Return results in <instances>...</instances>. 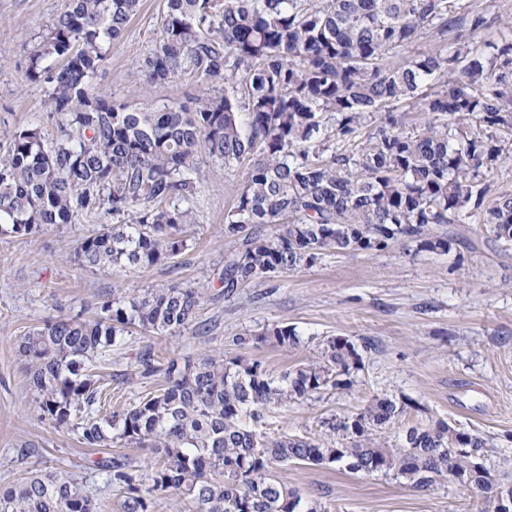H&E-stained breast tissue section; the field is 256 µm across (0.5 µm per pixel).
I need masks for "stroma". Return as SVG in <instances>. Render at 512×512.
<instances>
[{
  "label": "stroma",
  "instance_id": "35a3bbf8",
  "mask_svg": "<svg viewBox=\"0 0 512 512\" xmlns=\"http://www.w3.org/2000/svg\"><path fill=\"white\" fill-rule=\"evenodd\" d=\"M60 0H0V135L22 125H46L42 90L25 79L29 50L37 43ZM164 0H141L139 13L116 41L93 79L97 95L144 107L168 100L190 103L198 89L191 78L157 86L144 97L140 64L158 38ZM242 171L215 170L200 188L196 224L186 250L165 266L112 275L78 266L73 249L92 234L96 219L45 227L32 237L0 235V488L33 468L75 475L97 512H122V492L98 463L125 457L143 473L151 455L140 448H89L75 432L41 417L32 401L27 364L16 339L59 319H94L103 298L119 288L194 286L205 294L199 310L206 335L124 336L108 367L112 375L105 407L121 412L160 389L164 376L129 379L137 354L151 349L156 363L194 360L225 349L234 336L277 323L295 327L304 345H272L245 351L279 374L317 358L324 339L346 336L363 347V367L352 389H328L311 400L273 410V432L322 438L323 419L361 410L375 395L410 400L420 408L388 429L403 437L409 427L445 421L475 429L493 442L487 465L512 467V244L481 224L447 227L451 249L420 250L417 244L367 253L327 256L304 267L242 288L225 300L218 275L228 248L224 213L234 203ZM279 476L321 512H485L486 501L452 479L425 491L391 475L368 476L339 467L291 465Z\"/></svg>",
  "mask_w": 512,
  "mask_h": 512
}]
</instances>
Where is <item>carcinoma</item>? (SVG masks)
<instances>
[{
  "mask_svg": "<svg viewBox=\"0 0 512 512\" xmlns=\"http://www.w3.org/2000/svg\"><path fill=\"white\" fill-rule=\"evenodd\" d=\"M507 0H165L162 28L141 68L139 94L185 76L198 94L133 108L92 92L112 42L140 0H63L29 52L28 85L45 93L49 139L39 125L0 144V234L28 237L83 216L101 228L78 239L81 267L121 273L178 256L196 223L199 188L216 166L244 172L224 215L219 280L224 298L309 267L329 254L392 244L448 252L447 224H484L512 242V194L488 178L512 140V18L486 35ZM430 38L412 57L400 51ZM224 83V89L217 88ZM270 225L265 235L260 227ZM196 288H151L101 301L93 321L60 319L17 340L41 416L81 443L148 450L143 475L115 459L123 512H152L171 493L193 512H319L275 474L304 463L345 465L403 478L425 491L452 473L463 489L492 497L489 439L438 422L381 437L411 402L372 397L363 410L324 422L323 440L267 432L275 407L349 389L362 355L330 337L317 360L279 375L238 351L295 349L287 324L246 332L233 350L162 369L150 353L135 374L162 372L164 387L132 409L99 414L96 363L129 328L176 336L202 303ZM0 512H96L68 474L35 470L0 490Z\"/></svg>",
  "mask_w": 512,
  "mask_h": 512,
  "instance_id": "obj_1",
  "label": "carcinoma"
}]
</instances>
